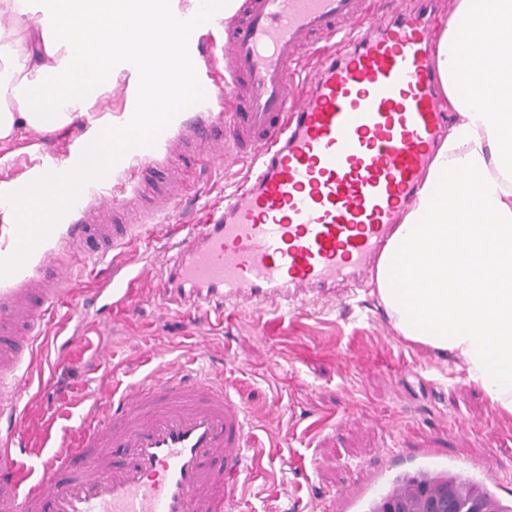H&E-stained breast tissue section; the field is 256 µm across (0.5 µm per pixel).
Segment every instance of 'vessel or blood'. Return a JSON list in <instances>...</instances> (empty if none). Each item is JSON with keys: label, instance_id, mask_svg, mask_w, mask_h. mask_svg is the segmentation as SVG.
<instances>
[{"label": "vessel or blood", "instance_id": "b4317fda", "mask_svg": "<svg viewBox=\"0 0 512 512\" xmlns=\"http://www.w3.org/2000/svg\"><path fill=\"white\" fill-rule=\"evenodd\" d=\"M363 0H245L225 19L224 104L209 151L158 185L147 222L163 224L195 190L192 170L252 155L255 173L135 267L124 255L138 224H100L95 194L39 276L0 290V512H236L254 461L249 412L221 376L148 378L93 401L79 432L63 430L40 469L23 461L28 420L19 376L58 320L75 266L100 287L86 309L194 315L203 305L285 311L336 284L360 285L423 183L445 114L436 94L427 10L369 20ZM143 161L124 194L148 187Z\"/></svg>", "mask_w": 512, "mask_h": 512}]
</instances>
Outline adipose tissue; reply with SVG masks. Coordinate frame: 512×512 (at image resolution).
I'll use <instances>...</instances> for the list:
<instances>
[{"instance_id": "obj_1", "label": "adipose tissue", "mask_w": 512, "mask_h": 512, "mask_svg": "<svg viewBox=\"0 0 512 512\" xmlns=\"http://www.w3.org/2000/svg\"><path fill=\"white\" fill-rule=\"evenodd\" d=\"M0 0V143L23 131L58 132L85 116L123 70L151 97L119 124H94L79 150L39 182L16 185L1 210V250L24 271L54 241L42 224L88 188L112 175L129 155L170 133L187 103L209 88L196 78L194 53L174 50L182 27L206 28L205 14L238 0ZM42 20H34L35 12ZM169 40L147 42L145 29ZM88 40L74 45L77 33ZM483 43L474 81L470 49ZM135 47L134 55L124 47ZM435 64L452 110L462 113L436 151L425 183L395 229L378 265L379 299L406 340L458 359L469 383L491 406L512 414V0H457L440 35ZM181 74L173 91L164 82Z\"/></svg>"}]
</instances>
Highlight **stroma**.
Segmentation results:
<instances>
[{
  "label": "stroma",
  "instance_id": "1",
  "mask_svg": "<svg viewBox=\"0 0 512 512\" xmlns=\"http://www.w3.org/2000/svg\"><path fill=\"white\" fill-rule=\"evenodd\" d=\"M135 94L129 73L120 72L91 108V121H120ZM83 132L80 126L50 137L29 131L1 147L0 187L29 177L41 162L66 161ZM249 171L246 162L212 170L164 228L142 235L138 255L162 250L180 225L223 204ZM102 349L112 352L105 367L97 358ZM173 371L222 373L252 415L248 445L259 449L260 468L239 512H336L337 494L374 463L382 470L375 482L384 487L431 467L470 478L512 505V417L492 409L459 361L399 336L372 283L353 296L337 289L335 303L282 315L228 309L218 326L202 315L158 313L146 301L131 318L85 326L65 356L53 337H40L36 375L25 392L36 424L24 438L37 447L54 434L60 398L105 399ZM479 463L492 465V473L476 471Z\"/></svg>",
  "mask_w": 512,
  "mask_h": 512
}]
</instances>
